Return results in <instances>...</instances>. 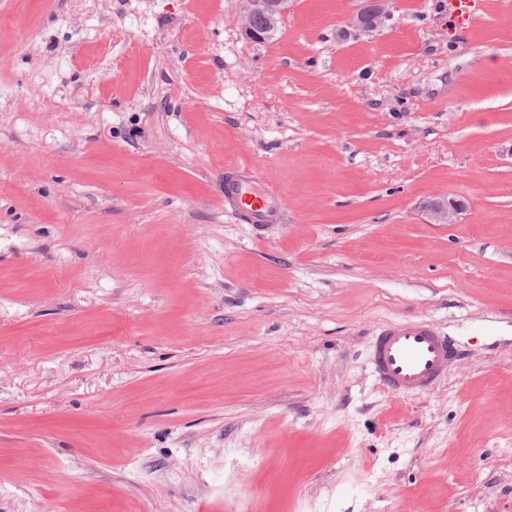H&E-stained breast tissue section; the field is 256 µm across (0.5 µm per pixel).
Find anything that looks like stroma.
<instances>
[{"mask_svg": "<svg viewBox=\"0 0 512 512\" xmlns=\"http://www.w3.org/2000/svg\"><path fill=\"white\" fill-rule=\"evenodd\" d=\"M443 2L0 0V512H512V0ZM242 2L245 16L244 33L246 37L255 41L263 39L264 36L256 32L258 31L262 34H268L269 37L267 39L272 38V36L276 33L278 26L271 28L268 15L257 13H268L272 20L273 26V24H275V22L288 8L284 6L288 0H242ZM481 0H448V17L454 26L472 24L479 16ZM224 211L257 228L280 224L284 219L275 187L261 180L250 166H238L224 174ZM460 354L451 336L425 320H397L370 342L372 373L381 389L395 395L421 394L438 387Z\"/></svg>", "mask_w": 512, "mask_h": 512, "instance_id": "obj_1", "label": "stroma"}]
</instances>
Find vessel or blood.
<instances>
[{
	"label": "vessel or blood",
	"mask_w": 512,
	"mask_h": 512,
	"mask_svg": "<svg viewBox=\"0 0 512 512\" xmlns=\"http://www.w3.org/2000/svg\"><path fill=\"white\" fill-rule=\"evenodd\" d=\"M480 0H448L453 25L472 24ZM224 210L238 221L262 228L282 223L284 208L269 181L249 166L235 167L224 175ZM459 358L452 337L424 320H397L379 329L370 342L372 373L387 393L421 394L438 387Z\"/></svg>",
	"instance_id": "obj_1"
}]
</instances>
